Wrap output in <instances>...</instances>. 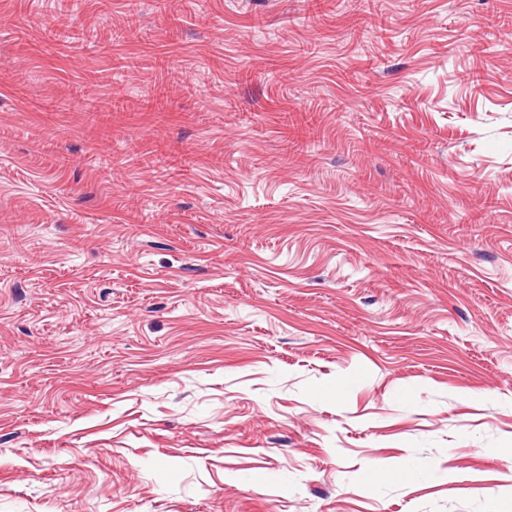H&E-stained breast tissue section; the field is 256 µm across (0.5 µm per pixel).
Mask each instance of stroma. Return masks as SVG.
<instances>
[{
	"label": "stroma",
	"instance_id": "obj_1",
	"mask_svg": "<svg viewBox=\"0 0 512 512\" xmlns=\"http://www.w3.org/2000/svg\"><path fill=\"white\" fill-rule=\"evenodd\" d=\"M127 14L0 0V512H512V0Z\"/></svg>",
	"mask_w": 512,
	"mask_h": 512
}]
</instances>
